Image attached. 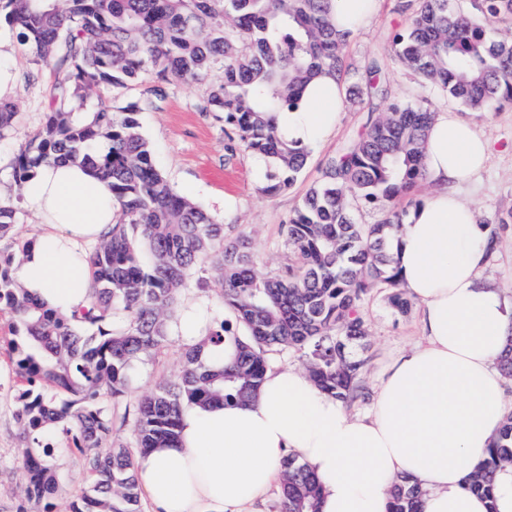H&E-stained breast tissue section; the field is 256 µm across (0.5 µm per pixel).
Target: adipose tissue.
I'll return each instance as SVG.
<instances>
[{
	"label": "adipose tissue",
	"mask_w": 512,
	"mask_h": 512,
	"mask_svg": "<svg viewBox=\"0 0 512 512\" xmlns=\"http://www.w3.org/2000/svg\"><path fill=\"white\" fill-rule=\"evenodd\" d=\"M381 3L336 0L337 31L355 35ZM344 105L338 79L324 73L279 123L289 139L316 144ZM490 153L475 122L448 111L432 120L424 164L436 190L407 214L393 246L401 286L422 309L424 339L386 367L368 408L349 413L303 370L272 364L253 401L185 406L177 443L136 456L150 512H262L289 454L313 472L319 512H387L402 476L422 487L421 512H512V465L497 469L491 496L467 488L512 412L498 366L512 336V299L483 281L494 245L453 190ZM23 197L42 232L16 271L19 283L60 314L89 308V248L115 221L110 188L55 161L37 169ZM210 321L207 302L192 297L168 330L183 345H203L219 367L235 346H204Z\"/></svg>",
	"instance_id": "obj_1"
}]
</instances>
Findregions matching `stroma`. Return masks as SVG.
<instances>
[{"label":"stroma","mask_w":512,"mask_h":512,"mask_svg":"<svg viewBox=\"0 0 512 512\" xmlns=\"http://www.w3.org/2000/svg\"><path fill=\"white\" fill-rule=\"evenodd\" d=\"M407 25L408 17L398 11L397 0H383L371 24L349 39L346 53L355 82L363 84L368 78H376L387 90L388 97L347 102L339 124L322 143L310 147L306 168L278 196L267 198L259 192L272 174V167L242 150L228 154L230 128L224 123L223 113L199 111L198 106L208 92L204 82L173 83L168 86L165 99L139 114L140 131L153 149L157 167L180 195L204 207L223 223L226 236H246L262 271L280 270L291 259L283 225L300 207L309 187L320 180L327 162L353 142L371 117L385 111L389 102L413 101L424 96L431 112L471 116L467 107L426 92L420 78L398 61L392 38ZM0 61L18 75L12 95L18 106L15 129L8 138L0 140V197L8 198L15 192L11 160L40 129L47 93L55 75L46 67L38 82L26 83L24 76L31 69L32 61L26 49L18 44ZM374 64L379 71L372 76L368 69ZM474 119L493 152L487 166L461 183L457 193L476 208L481 224L496 229L499 249L485 269L484 279L503 295L512 297V230L498 227L500 218L512 213V103H503L499 109ZM389 295L388 289L373 288L362 304L368 361L361 384L367 389L372 387L384 365L420 336L418 306L413 304L407 311H398ZM7 323V314L0 313V465L5 467L11 466L23 445L17 419L14 365L3 341L8 333ZM183 350V345L175 340L155 357L140 363L135 377L136 394H145L163 378L177 374ZM68 442L66 434L60 431L48 440L55 450L62 476L52 499L57 512H67L82 478L79 458L66 451Z\"/></svg>","instance_id":"obj_1"}]
</instances>
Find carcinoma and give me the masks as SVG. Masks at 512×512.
<instances>
[{
  "label": "carcinoma",
  "mask_w": 512,
  "mask_h": 512,
  "mask_svg": "<svg viewBox=\"0 0 512 512\" xmlns=\"http://www.w3.org/2000/svg\"><path fill=\"white\" fill-rule=\"evenodd\" d=\"M335 0H0V13L27 47L37 69L60 74L48 94L41 129L12 161L16 198L36 168L71 161L91 168L112 190L116 223L89 253L91 308L64 318L38 303L15 276L32 244L14 235L18 208L0 199V312L9 316V348L18 379L19 419L25 446L10 468L36 508L54 512L59 486L54 450H38L46 428L71 436L81 459L82 487L69 512H142L135 457L174 443L186 405L248 401L271 358L290 350L306 357V370L325 393L351 403L364 396L366 360L350 344L364 338L361 305L374 287L397 292L392 236L406 210L394 202L425 181L426 129L433 117L423 101L394 102L332 158L284 226L295 261L277 273L258 270L247 238L228 239L224 225L179 195L157 169L138 114L166 96L174 82L216 75L202 112H222L234 135L230 153L261 155L275 169L259 192L273 198L304 170L308 149L288 140L277 122L299 107L303 88L323 71L345 80L348 35L332 21ZM409 16L407 33L394 35L396 56L427 87L476 112L512 102V37L491 36L512 15V0H475L465 12L452 0H398ZM249 51L242 53L237 42ZM150 75L145 99L120 108L90 94L107 85L119 95ZM17 105L0 100V138L9 135ZM387 207L378 224L355 222L351 202ZM216 256L220 304L236 324L212 321L203 345L231 338L233 360L213 368L202 345L184 348L178 374L125 406L134 445L103 448L112 437L106 396L126 402L134 368L167 346V322L177 294ZM512 462V416L488 449L469 488L491 494L493 475ZM420 485L400 478L388 512H419ZM319 488L308 466L287 456L279 486L280 512H319Z\"/></svg>",
  "instance_id": "obj_1"
}]
</instances>
